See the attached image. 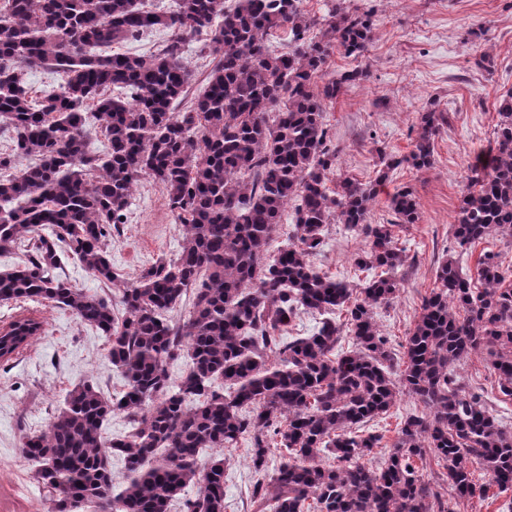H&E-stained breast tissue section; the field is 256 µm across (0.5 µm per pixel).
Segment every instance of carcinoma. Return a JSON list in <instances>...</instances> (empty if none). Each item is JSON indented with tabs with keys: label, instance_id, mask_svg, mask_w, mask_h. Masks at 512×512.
<instances>
[{
	"label": "carcinoma",
	"instance_id": "carcinoma-1",
	"mask_svg": "<svg viewBox=\"0 0 512 512\" xmlns=\"http://www.w3.org/2000/svg\"><path fill=\"white\" fill-rule=\"evenodd\" d=\"M300 5L177 0L164 13L142 0H4L0 7V129L13 142L0 153V170L34 159L0 178V255L30 246L21 264L0 270V301L69 308L106 338L125 381L123 394L110 398L88 381L76 385L47 430L23 437L22 453L55 512H169L191 484L198 491L183 500L184 512H224V458L202 468L200 453L245 437L258 475L250 495L256 512H451L438 491L444 484L458 501H484L492 485L512 488V433L452 369L486 349L500 393L512 399V283L492 252L478 258L477 285L458 260L441 262L397 370L375 309L395 297L407 255L393 227L414 223L417 204L399 192L395 222L366 223L377 186L400 161L385 163L372 183L344 177L330 187L339 148L323 116L341 88L327 77L330 53L363 55L371 17L346 0H325L320 18ZM318 24L322 38H307ZM154 29L166 40L152 57L112 50ZM275 30L287 37L283 52L270 50ZM204 32L212 35L214 66L179 112L190 78L184 49ZM28 69L61 82L34 97L23 85ZM497 115L492 143L468 166L453 229L463 254L491 236L512 237V92ZM91 119L106 140L101 154L84 130ZM445 123L433 108L420 113L405 158L413 168L431 166ZM145 176L161 187L182 237L173 257L128 282L112 267L110 239ZM289 207L297 241L271 262L269 241ZM329 224L368 240L355 264L380 273L359 290L310 263ZM64 256L112 285L122 311L55 276ZM185 297L192 311L174 322L169 312ZM301 313L322 319L309 335L287 338ZM41 328L31 317L10 321L0 360L18 355ZM345 332L354 336L349 351L340 349ZM181 357L189 370L173 383L169 365ZM398 382L428 413L407 417L383 466L369 468L360 459L381 437L358 429L389 411ZM116 412L131 429L106 436ZM275 450L280 461L271 468ZM327 452L335 463L323 461ZM429 457L444 472L426 481ZM114 459L128 477L118 492ZM478 470L491 481L475 480Z\"/></svg>",
	"mask_w": 512,
	"mask_h": 512
}]
</instances>
